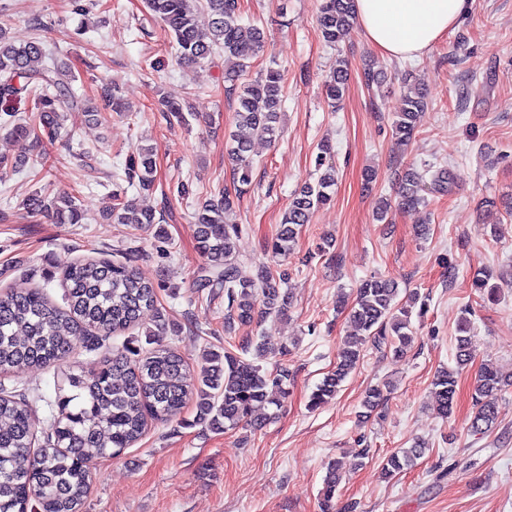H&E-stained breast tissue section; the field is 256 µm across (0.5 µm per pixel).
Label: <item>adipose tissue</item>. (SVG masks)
I'll return each instance as SVG.
<instances>
[{
	"instance_id": "1",
	"label": "adipose tissue",
	"mask_w": 512,
	"mask_h": 512,
	"mask_svg": "<svg viewBox=\"0 0 512 512\" xmlns=\"http://www.w3.org/2000/svg\"><path fill=\"white\" fill-rule=\"evenodd\" d=\"M471 4L472 0H355V13L381 54L413 59L455 29Z\"/></svg>"
}]
</instances>
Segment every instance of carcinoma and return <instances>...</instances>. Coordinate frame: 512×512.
Masks as SVG:
<instances>
[{
	"instance_id": "carcinoma-1",
	"label": "carcinoma",
	"mask_w": 512,
	"mask_h": 512,
	"mask_svg": "<svg viewBox=\"0 0 512 512\" xmlns=\"http://www.w3.org/2000/svg\"><path fill=\"white\" fill-rule=\"evenodd\" d=\"M145 0L150 14L170 37L176 58L184 67L204 63L217 51L238 60V70L225 72L224 81L237 83L251 61L264 47V33L254 24L241 23L239 0ZM356 20L354 0H322L318 24L329 45L343 38ZM10 18L0 17V101L24 100L38 122H19L10 134L46 139L61 137L70 112L94 110L72 92L73 75L52 61L44 42L35 38L16 45L7 36ZM349 80L343 63L330 73L326 95L331 107L339 106ZM284 88V74L273 66L239 87L235 111L237 131L231 135L228 158L233 190L227 189L198 203V249L206 260V285L222 288L228 299L224 330L234 324L248 325L269 316H282L289 305L288 273L261 267L254 280H243L236 264V239L242 231L229 221L234 196L252 184L253 163L250 147L253 138L272 139L277 130ZM424 96L416 88L405 94V107L394 122L401 144L414 136ZM317 180L295 191L280 229L271 242L272 253L288 257L303 225L313 211L329 202L336 185V169L330 147L320 146ZM155 160L152 150L140 147L125 167L126 178L137 181L142 190L154 185ZM451 171L441 168L431 175V189L448 191ZM423 175L407 170L400 179L397 202H379L377 218L388 219L392 208L412 212L424 203ZM109 215L119 224L153 225L161 223L153 210H142L119 193L112 194ZM32 214H45L57 224H77L81 208L70 193L46 198L35 192L25 200ZM66 306L54 305L40 288L11 289L0 294V374H15L38 367L55 366V400H45L40 392L32 398H18L0 392V512H81L89 487L93 460L98 455L118 456L136 443L148 421L165 422L193 401L197 422L214 431L234 428L271 405H280L286 395L289 372L281 367L264 369L258 360L265 356L266 339H246L242 352L255 351L246 360L228 351H210L206 365L194 372L174 349L159 344L132 357L126 346L112 350L92 370L67 365L74 349L73 337H83L85 350L94 353L105 342L140 324L143 312L155 310L154 328L145 331L148 341L168 333H178L157 305L153 283L139 277L131 261L88 259L67 267L63 277ZM398 283L371 276L362 281L349 318L354 332L344 340L339 360L311 396L317 407L339 391L350 370L360 358L367 341L386 345L397 355L412 342L410 317L419 295L408 294L398 301ZM462 317L456 336L455 361L466 367L473 358L471 321ZM458 371L442 369L432 381V396L437 414L448 418L457 397ZM512 386V379L486 364L478 371L473 385L474 432L486 429L498 416V394ZM390 384L374 385L364 395L362 406L370 414L381 405ZM46 401L43 442L38 441L33 415L37 404ZM426 447L417 443L392 453L384 473L392 476L413 468ZM339 483L331 469L322 489L323 512H330Z\"/></svg>"
}]
</instances>
